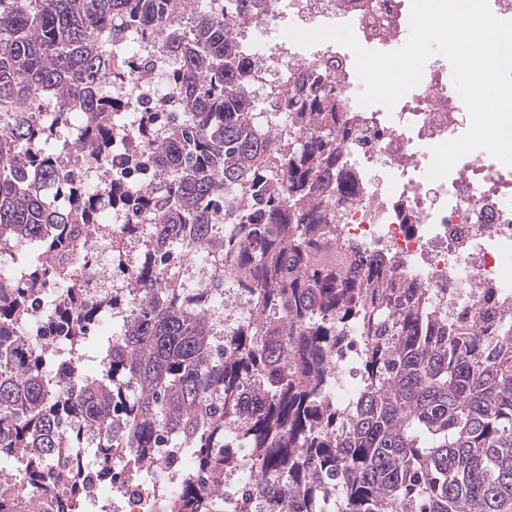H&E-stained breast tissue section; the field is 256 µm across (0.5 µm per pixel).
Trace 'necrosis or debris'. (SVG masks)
<instances>
[{"label":"necrosis or debris","mask_w":512,"mask_h":512,"mask_svg":"<svg viewBox=\"0 0 512 512\" xmlns=\"http://www.w3.org/2000/svg\"><path fill=\"white\" fill-rule=\"evenodd\" d=\"M410 12V0H275L269 16L250 29L249 90L267 97L303 75L325 72L338 89L336 109L350 129L340 159L356 181L357 197L340 207L337 233L344 248L326 249L322 261L346 270L353 254L381 255L409 285L427 289L450 319L470 320L500 302H512V168L479 149L460 158L445 178L428 179L433 148L459 138L470 126L468 110L453 92L447 58L431 56L420 82L389 109L360 103L363 83L346 46L324 40L305 47L279 36L285 24L303 30L348 24L365 49L392 52L410 36ZM157 44V32L146 29L120 42L130 71L112 89V109L130 113L136 122L146 112L179 109L168 82L146 70L160 61ZM61 157L75 184L144 182L151 176L141 155L127 144L112 146L93 168L76 157L72 145H65ZM106 213L93 237L73 238L68 249L75 261L90 268L100 263L94 240L105 241L118 251L125 271H132L151 253L143 236L123 232V209L110 206ZM12 281L28 288L20 330L49 358L60 384L82 359L81 349L57 319L60 305L73 297L97 304L96 335L124 314L118 300L127 289L117 281L100 287L83 281L63 290L34 285L28 273L14 275ZM342 339L325 393L337 411L345 412L364 386L360 356L365 341L351 326L344 327ZM152 455L158 465L147 471L117 453L122 480H84L79 495L113 512H168L179 486L201 481L202 475L183 449L162 445ZM12 470L0 492L20 495L31 512H55L58 503L75 497L66 485L48 493L31 486L25 456H16ZM254 470L250 449L238 448L233 468L224 474V512H280L279 489L257 492Z\"/></svg>","instance_id":"4bbe7bcc"}]
</instances>
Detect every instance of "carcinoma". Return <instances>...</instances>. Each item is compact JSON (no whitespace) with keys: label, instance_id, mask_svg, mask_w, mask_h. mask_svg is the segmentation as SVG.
I'll return each instance as SVG.
<instances>
[{"label":"carcinoma","instance_id":"cac0c4a2","mask_svg":"<svg viewBox=\"0 0 512 512\" xmlns=\"http://www.w3.org/2000/svg\"><path fill=\"white\" fill-rule=\"evenodd\" d=\"M0 0V245H39L65 261L72 225L92 226L101 202L130 211L127 226H161L154 260L130 274L132 315L118 341L100 342L103 369H72L48 384L37 353L15 334L27 289L0 285V467L23 454L35 484L68 483L93 451L109 477L121 446L146 468L163 442L183 448L208 484L188 483L172 512H206L224 496L218 477L236 458L235 424L260 462L259 484L282 483L281 512H512V315L489 330L448 321L424 288L408 287L382 258L359 255L358 278L321 264L336 240V201L354 196L336 167L348 127L319 76L300 79L256 110L244 31L269 0ZM161 28L173 89L185 105L130 131L158 183L76 192L54 147L69 112L90 117L75 152L92 160L112 143L107 79L120 72L113 42ZM55 121L38 120L47 90ZM171 128L161 143L156 127ZM206 256L211 278L182 267ZM248 288V322L221 349L205 299ZM93 308L60 317L79 336ZM367 338L366 384L343 420L319 385L345 321Z\"/></svg>","mask_w":512,"mask_h":512}]
</instances>
